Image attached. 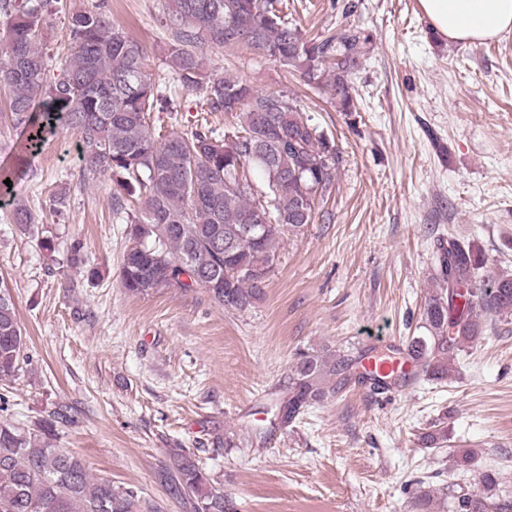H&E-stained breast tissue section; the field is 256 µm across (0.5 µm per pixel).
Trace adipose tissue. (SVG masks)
I'll use <instances>...</instances> for the list:
<instances>
[{"label":"adipose tissue","mask_w":512,"mask_h":512,"mask_svg":"<svg viewBox=\"0 0 512 512\" xmlns=\"http://www.w3.org/2000/svg\"><path fill=\"white\" fill-rule=\"evenodd\" d=\"M435 32L453 42L479 44L512 32V0H420Z\"/></svg>","instance_id":"adipose-tissue-1"}]
</instances>
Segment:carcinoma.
I'll return each mask as SVG.
<instances>
[{"label":"carcinoma","instance_id":"obj_1","mask_svg":"<svg viewBox=\"0 0 512 512\" xmlns=\"http://www.w3.org/2000/svg\"><path fill=\"white\" fill-rule=\"evenodd\" d=\"M49 0H0L9 17L0 30V90L5 118L23 133L18 158L56 127L78 136L84 174L112 181L116 211L124 213L128 247L121 281L134 295L163 288H204L224 308L245 311L260 300L264 283L252 271L276 261L278 236L315 222L331 193L336 145L309 123L283 94H265L232 76L212 77L202 47L258 50L284 67H298L312 88L327 86L343 112L354 111L350 75L371 39L355 29L308 40L281 14V0H167L173 36L168 67L187 92L205 94L210 111L238 119L218 140L210 130L188 137L156 136L149 116L176 112L178 97L156 85L146 52L101 11L69 17L71 52L60 78H48L42 14ZM263 173L262 185L251 181ZM266 207L274 224L255 243L240 241L242 218ZM444 288L424 310L426 336L411 338L408 369L377 389L406 386L425 375L445 380L457 352L480 342L487 327L512 314V273L477 280L483 256L454 239L439 245ZM26 335L9 287L0 285V382H12L25 364ZM355 360L299 355L288 395L276 404L283 425L330 393L328 382ZM72 419L60 409L25 430L0 422V512H159L131 488L96 478L72 454L53 445L55 426ZM170 493L192 512H236L202 461L170 449ZM502 474L480 473L477 488L450 495L449 512H512L500 493Z\"/></svg>","mask_w":512,"mask_h":512}]
</instances>
